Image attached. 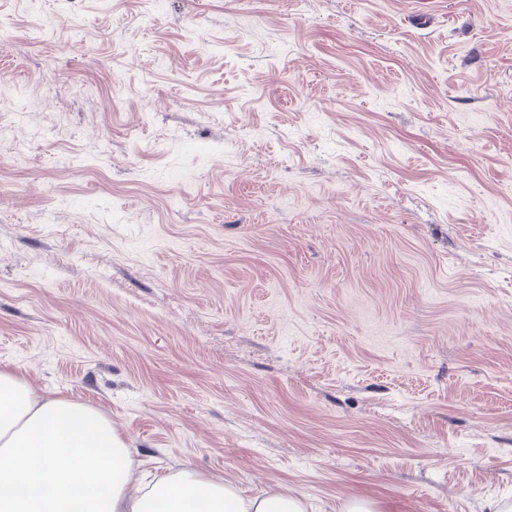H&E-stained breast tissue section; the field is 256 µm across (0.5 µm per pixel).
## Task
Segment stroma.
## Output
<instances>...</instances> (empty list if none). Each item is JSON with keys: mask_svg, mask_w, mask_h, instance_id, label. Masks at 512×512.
Segmentation results:
<instances>
[{"mask_svg": "<svg viewBox=\"0 0 512 512\" xmlns=\"http://www.w3.org/2000/svg\"><path fill=\"white\" fill-rule=\"evenodd\" d=\"M0 370L307 512L512 503V0H0Z\"/></svg>", "mask_w": 512, "mask_h": 512, "instance_id": "1", "label": "stroma"}]
</instances>
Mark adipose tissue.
<instances>
[{"label":"adipose tissue","instance_id":"obj_1","mask_svg":"<svg viewBox=\"0 0 512 512\" xmlns=\"http://www.w3.org/2000/svg\"><path fill=\"white\" fill-rule=\"evenodd\" d=\"M91 467L76 494L77 453ZM135 459L93 408L33 394L0 372V512H306L303 497L272 489L244 497L185 468L153 484L133 480Z\"/></svg>","mask_w":512,"mask_h":512}]
</instances>
